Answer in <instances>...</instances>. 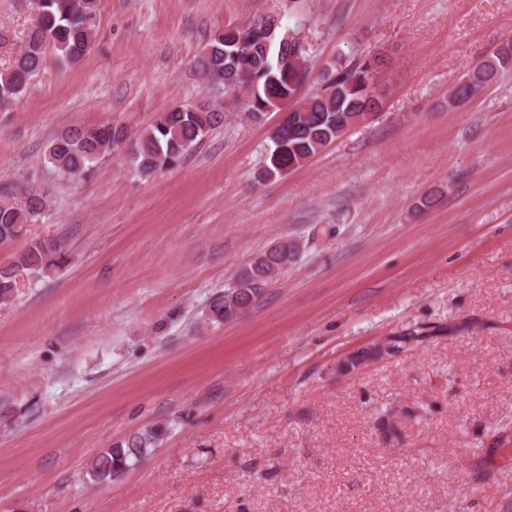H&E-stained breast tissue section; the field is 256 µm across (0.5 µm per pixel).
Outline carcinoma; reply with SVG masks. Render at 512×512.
<instances>
[{"label": "carcinoma", "mask_w": 512, "mask_h": 512, "mask_svg": "<svg viewBox=\"0 0 512 512\" xmlns=\"http://www.w3.org/2000/svg\"><path fill=\"white\" fill-rule=\"evenodd\" d=\"M295 0H279L270 13L251 19V25L228 24L212 36L196 61L206 79L213 78L224 94L250 120L277 108L280 100L295 99L296 126L276 129L270 136L259 183L279 179L302 167L349 128L366 121L381 105L386 62L377 55H361L345 64L336 62L328 72L330 84L310 96L299 95L311 70L300 72L291 57L299 44L284 41L289 30L282 24ZM38 23L11 66L0 71V107L5 108L26 92L32 76L41 70L46 51L70 63L92 50L98 0H37ZM512 71V40L483 57L448 95V106L469 99ZM224 113L206 102L180 106L160 113L155 123L140 134L123 124L70 126L51 142L46 160L72 178L85 177L93 165L116 147L129 145V161L138 172L154 174L177 166L210 130L223 124ZM47 196L37 186L23 190V199L0 200V243L23 233L25 224L46 207ZM298 253L294 243L255 256L238 274L233 286L212 299L209 316L216 322L234 318L258 299L265 286L292 262ZM67 261L62 239L31 243L18 260L0 266V301L14 292L22 272L41 275ZM166 427L157 425L131 434L102 451L93 461L89 477L95 484H110L148 454L161 441Z\"/></svg>", "instance_id": "1"}]
</instances>
